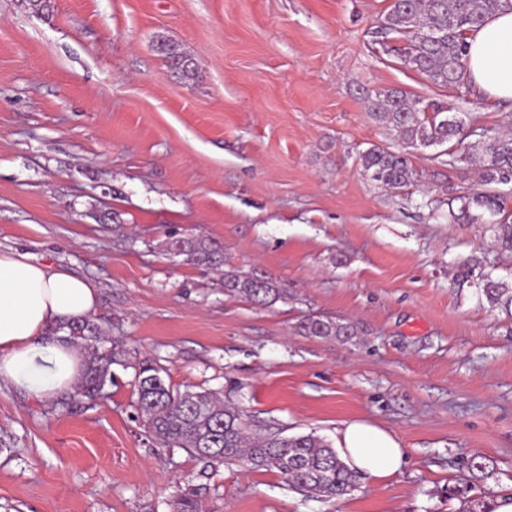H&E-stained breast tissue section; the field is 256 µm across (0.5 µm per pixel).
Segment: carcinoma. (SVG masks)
Segmentation results:
<instances>
[{"label": "carcinoma", "instance_id": "carcinoma-1", "mask_svg": "<svg viewBox=\"0 0 512 512\" xmlns=\"http://www.w3.org/2000/svg\"><path fill=\"white\" fill-rule=\"evenodd\" d=\"M512 11V0H391L382 21L383 34H397L406 44L398 50L407 67L425 75L438 87L462 91L468 45L466 35L484 19ZM169 66L186 78L195 76L194 59L178 46L161 43ZM372 117L397 133L405 144L402 150L373 145L360 155L363 170L383 187L406 188L417 180L410 148L448 144V164L464 161L480 177L481 188L464 192L456 199L460 207L448 210V223L486 224L501 245L512 251V215L506 212L512 199V137L488 129L470 132L465 113L440 103L423 102L398 89L375 94L368 99ZM476 140L470 144V137ZM465 150L455 155V146ZM163 251L176 253L183 261L204 269L223 270L224 246L208 237L172 233L162 242ZM459 287L474 286L489 309L512 317V286L493 277L481 264L464 260L454 272ZM224 288L258 305H272L287 294V289L262 271L254 274L236 269L224 270ZM300 331L309 336L349 337L351 325L308 317ZM68 339L93 346L79 383L88 398L104 395L113 385V365L124 364V352L117 341L112 348H99L103 328L85 318L58 325ZM135 410L146 433L161 447L182 448L203 463L200 476L208 468L245 462L257 470L276 471L290 486L310 497L341 499L356 490L358 475L339 457L334 447L314 434L284 435L280 431L256 434L250 431L244 411L216 391L179 390L167 384L161 369L146 364L140 367L135 382ZM487 458L472 455L467 462L465 483L449 489L462 499L476 490V484L489 476ZM203 485L179 490L173 499V512H198L199 491Z\"/></svg>", "mask_w": 512, "mask_h": 512}]
</instances>
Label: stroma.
Returning <instances> with one entry per match:
<instances>
[{
  "mask_svg": "<svg viewBox=\"0 0 512 512\" xmlns=\"http://www.w3.org/2000/svg\"><path fill=\"white\" fill-rule=\"evenodd\" d=\"M390 3L52 0L38 15L0 0V248L94 281L93 318L126 352L93 401L0 389V512H172L202 465L136 420L145 360L173 387L231 390L254 428L332 442L366 420L407 450L401 472L335 502L224 465L202 512H458L448 489L475 453L483 501L512 494V319L451 276L468 258L512 273L484 225L446 220L477 176L430 147L412 153L415 185L385 189L359 161L401 146L366 93L453 100L383 51ZM172 230L216 239L227 266L287 296L229 293L159 249ZM309 316L354 334L305 335ZM159 48L165 54L171 68L178 70L183 77L191 78L195 76L197 66L194 59L181 51L177 45L162 42Z\"/></svg>",
  "mask_w": 512,
  "mask_h": 512,
  "instance_id": "1",
  "label": "stroma"
}]
</instances>
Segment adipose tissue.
<instances>
[{"instance_id": "adipose-tissue-1", "label": "adipose tissue", "mask_w": 512, "mask_h": 512, "mask_svg": "<svg viewBox=\"0 0 512 512\" xmlns=\"http://www.w3.org/2000/svg\"><path fill=\"white\" fill-rule=\"evenodd\" d=\"M466 79L491 101H512V12L496 14L467 35ZM94 283L18 251L0 250V386H23L44 400L74 388L83 371L76 346L50 336V327L92 314ZM343 459L361 473L385 478L406 462L398 438L375 425L350 421L336 431Z\"/></svg>"}]
</instances>
